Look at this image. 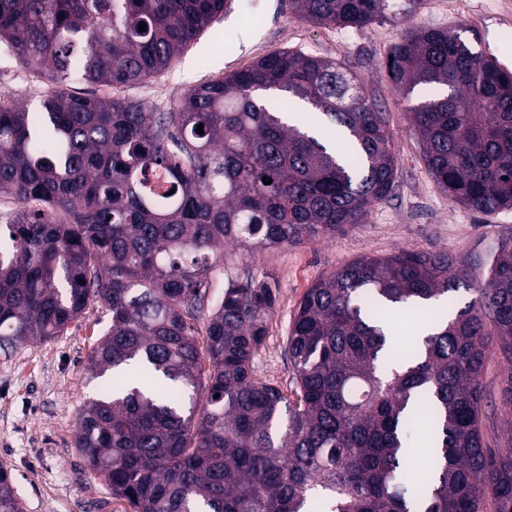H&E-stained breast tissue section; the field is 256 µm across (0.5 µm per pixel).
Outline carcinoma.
Listing matches in <instances>:
<instances>
[{"label":"carcinoma","mask_w":512,"mask_h":512,"mask_svg":"<svg viewBox=\"0 0 512 512\" xmlns=\"http://www.w3.org/2000/svg\"><path fill=\"white\" fill-rule=\"evenodd\" d=\"M303 21L362 28L389 0H288ZM224 0H0V44L61 82L137 83L164 71ZM146 30H139L140 23ZM387 75L420 90L412 128L448 199L512 208V74L461 34L410 28ZM288 95L268 109L260 93ZM310 103L334 134L287 124ZM203 125V133L197 126ZM397 160L358 73L285 49L188 89L171 112L59 89L41 111L0 101V199L14 201L0 254V350L64 331L91 301L111 325L88 368L106 377L75 447L131 512H512L508 434L485 441L482 376L512 363V245L484 278L448 252L348 262L307 290L288 333L297 401L254 376L271 288L231 280L195 333L233 245L256 255L360 224L387 199ZM272 179L266 185L262 178ZM473 293L402 357L392 317ZM205 403L198 406L201 375ZM427 423L436 461L415 488L409 438ZM0 512H23L0 466Z\"/></svg>","instance_id":"1"}]
</instances>
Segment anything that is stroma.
<instances>
[{
  "label": "stroma",
  "mask_w": 512,
  "mask_h": 512,
  "mask_svg": "<svg viewBox=\"0 0 512 512\" xmlns=\"http://www.w3.org/2000/svg\"><path fill=\"white\" fill-rule=\"evenodd\" d=\"M411 23L464 28L474 51L512 71V0H422ZM402 29L389 18L363 28L313 24L292 15L288 0H224L221 15L162 74L126 86L93 85L76 74L66 82L79 96L126 98L166 112L176 108L184 90L288 48L357 71L394 135L397 178L391 196L372 207L364 223L310 243L254 257L226 247L227 264L216 271L209 291V303H217L228 276L270 286L274 306L253 366L258 379L287 397L295 391L288 330L305 292L319 279L347 262L402 249L447 250L485 262L512 238V209L483 215L451 202L429 171L410 127L409 110L418 98L404 96L385 68ZM52 88L44 74L23 67L0 45V99L32 111ZM110 323L105 307L92 302L59 335L0 352V465L10 470L24 512H130L105 480L88 470L74 444L81 409L97 388L87 358Z\"/></svg>",
  "instance_id": "obj_1"
}]
</instances>
